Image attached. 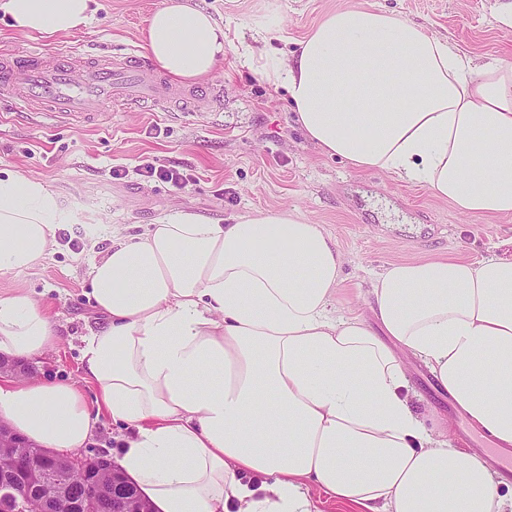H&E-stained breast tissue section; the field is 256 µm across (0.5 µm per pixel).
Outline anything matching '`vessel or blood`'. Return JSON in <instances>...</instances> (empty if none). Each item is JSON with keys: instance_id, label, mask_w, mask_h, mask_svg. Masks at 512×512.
<instances>
[{"instance_id": "1", "label": "vessel or blood", "mask_w": 512, "mask_h": 512, "mask_svg": "<svg viewBox=\"0 0 512 512\" xmlns=\"http://www.w3.org/2000/svg\"><path fill=\"white\" fill-rule=\"evenodd\" d=\"M197 97L196 90L173 86L137 55L66 53L38 62L0 54V99L32 114L95 122L146 102L164 112H185Z\"/></svg>"}]
</instances>
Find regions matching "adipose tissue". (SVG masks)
I'll use <instances>...</instances> for the list:
<instances>
[{"mask_svg": "<svg viewBox=\"0 0 512 512\" xmlns=\"http://www.w3.org/2000/svg\"><path fill=\"white\" fill-rule=\"evenodd\" d=\"M93 0H0L25 35H73ZM145 50L207 76L228 44L190 0H164ZM286 89L304 136L358 171L424 185L467 216L512 215V63L476 64L422 25L372 8L329 13L289 59L244 47ZM69 216L43 181L0 169V276L42 262ZM344 256L296 211L231 223L179 213L92 259L104 322L81 362L113 423L118 463L157 512H316L315 483L358 512H505L481 452L448 445L411 406L427 365L471 427L512 447V261L422 258L371 274L373 322L336 306ZM60 341L29 292L0 295V359ZM99 417L77 383L0 377V422L55 451Z\"/></svg>", "mask_w": 512, "mask_h": 512, "instance_id": "adipose-tissue-1", "label": "adipose tissue"}]
</instances>
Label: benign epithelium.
I'll return each instance as SVG.
<instances>
[{
	"label": "benign epithelium",
	"instance_id": "obj_1",
	"mask_svg": "<svg viewBox=\"0 0 512 512\" xmlns=\"http://www.w3.org/2000/svg\"><path fill=\"white\" fill-rule=\"evenodd\" d=\"M107 464L102 456H73L69 467L85 476L93 475ZM62 469L60 457L41 448L18 459L12 473L0 480V512H22L26 501L39 491L38 480ZM68 512H153L151 504L141 497L126 476L112 470V492L78 496L69 501Z\"/></svg>",
	"mask_w": 512,
	"mask_h": 512
}]
</instances>
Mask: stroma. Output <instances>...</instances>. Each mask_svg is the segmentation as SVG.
Here are the masks:
<instances>
[{"mask_svg": "<svg viewBox=\"0 0 512 512\" xmlns=\"http://www.w3.org/2000/svg\"><path fill=\"white\" fill-rule=\"evenodd\" d=\"M224 24L241 43L269 46L286 57L326 14L345 8L377 7L424 25L481 62H512V31L501 28L499 0H193ZM163 0H96L90 25L54 40L17 33L0 12V51L43 57L76 51L89 56L143 54L142 31ZM193 113L161 112L151 105L115 112L102 125L17 113L0 101V169L43 179L57 194L69 223L55 225L69 237L86 225L97 228L82 250L68 241L37 267L0 277V294L16 289L39 299L61 339L52 351L27 362L28 377L76 382L88 402L96 388L83 377L85 337L102 320L86 295L89 260L113 229L134 236L158 218L182 211L212 221L253 210H297L324 225L345 261L338 305L363 310L359 295L369 276L387 264L420 258L512 260V215L468 217L425 187L396 181L378 170H353L327 157L294 121L284 91L250 72L239 48L228 49L204 80ZM222 88L224 105L210 107L208 95ZM153 163L187 171L192 183L140 175ZM127 176L113 180L114 166ZM412 405L427 425L446 419L451 447L482 448L493 470L505 461L470 427L451 397L437 388L429 369L410 361Z\"/></svg>", "mask_w": 512, "mask_h": 512, "instance_id": "obj_1", "label": "stroma"}]
</instances>
